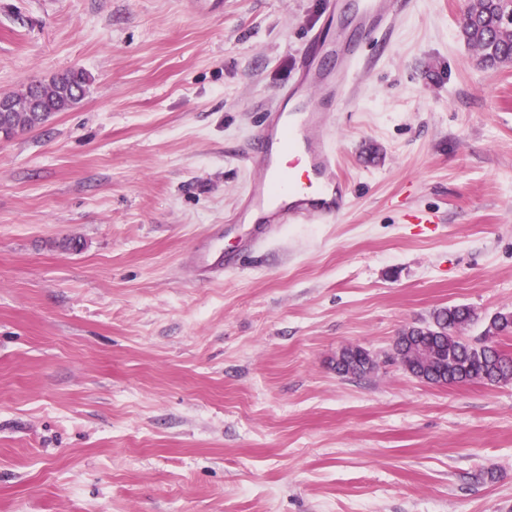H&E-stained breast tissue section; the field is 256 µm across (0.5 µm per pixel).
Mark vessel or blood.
I'll return each instance as SVG.
<instances>
[{
	"label": "vessel or blood",
	"mask_w": 512,
	"mask_h": 512,
	"mask_svg": "<svg viewBox=\"0 0 512 512\" xmlns=\"http://www.w3.org/2000/svg\"><path fill=\"white\" fill-rule=\"evenodd\" d=\"M416 0H326L307 38L295 76L263 112L245 158L254 173L224 233L237 249L194 253V271L218 273L256 251L285 224L325 222L341 213L350 187L337 162L330 126L338 106L357 94L361 73L374 70L401 15Z\"/></svg>",
	"instance_id": "1"
}]
</instances>
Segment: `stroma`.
<instances>
[{
  "label": "stroma",
  "mask_w": 512,
  "mask_h": 512,
  "mask_svg": "<svg viewBox=\"0 0 512 512\" xmlns=\"http://www.w3.org/2000/svg\"><path fill=\"white\" fill-rule=\"evenodd\" d=\"M325 0H0V92L72 110L0 138V512H512V381L438 386L394 341L512 311V65L417 0L334 146L329 224L191 272ZM377 366L337 374V353ZM89 78L82 70H69L48 82H34L27 88L21 117L15 121L17 130L44 123L45 112H67L79 103Z\"/></svg>",
  "instance_id": "1"
}]
</instances>
